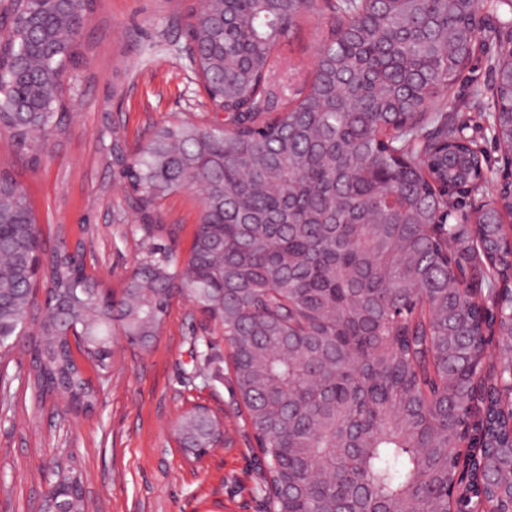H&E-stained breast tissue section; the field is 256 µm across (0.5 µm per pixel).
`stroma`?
Returning a JSON list of instances; mask_svg holds the SVG:
<instances>
[{"label":"stroma","mask_w":512,"mask_h":512,"mask_svg":"<svg viewBox=\"0 0 512 512\" xmlns=\"http://www.w3.org/2000/svg\"><path fill=\"white\" fill-rule=\"evenodd\" d=\"M198 4L94 0L78 39L80 59L64 75L65 133L34 165L0 132V166L23 185L43 236L83 240L88 272L116 295L135 264L139 218L107 160L113 133L133 148L157 126L174 120L205 126L217 117L185 37ZM478 19L479 49L441 105L483 147L497 180L504 163L490 130L486 89L495 80L498 45L512 32V14L497 0H483ZM323 25L302 17L281 40L268 84L275 101L309 79ZM200 213L194 187L159 204L156 221L180 256L189 253ZM112 352L109 372L83 363L98 396L90 411L76 416L53 397L34 405L25 383L28 358L13 353L0 386V512H37L62 465L80 477L86 512H267L266 463L218 324L182 297L150 350L135 352L118 340ZM196 405L222 412L224 445L191 465L176 429Z\"/></svg>","instance_id":"35a3bbf8"}]
</instances>
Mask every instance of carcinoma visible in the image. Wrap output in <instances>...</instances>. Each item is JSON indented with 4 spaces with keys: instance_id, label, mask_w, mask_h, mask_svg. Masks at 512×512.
Listing matches in <instances>:
<instances>
[{
    "instance_id": "obj_1",
    "label": "carcinoma",
    "mask_w": 512,
    "mask_h": 512,
    "mask_svg": "<svg viewBox=\"0 0 512 512\" xmlns=\"http://www.w3.org/2000/svg\"><path fill=\"white\" fill-rule=\"evenodd\" d=\"M478 0H204L188 36L214 104L233 125L157 127L145 145L112 141V166L135 187L140 213L196 187L202 212L186 263L155 225L118 304L82 254H37L40 230L25 191L0 170V352L28 313L30 279L16 254L44 266L56 298L95 335L77 345L101 371L116 327L135 343L158 336L173 290L218 324L234 380L269 465L272 512H470V498L509 508L512 466L482 461L512 448V186L498 207L448 223L456 202L488 188L484 152L434 107L476 48ZM329 14L310 79L293 98L267 92L272 53L304 15ZM35 15L32 30L27 18ZM76 2L0 7V127L38 163L65 132L62 83L78 56ZM495 141L512 161V39L494 61ZM59 313L27 344L42 389L68 385L92 406ZM496 374L480 373L493 337ZM472 447L461 451L462 437ZM49 512H83L60 492Z\"/></svg>"
}]
</instances>
